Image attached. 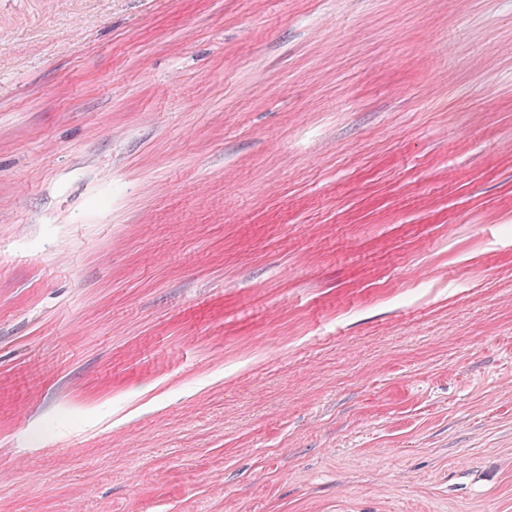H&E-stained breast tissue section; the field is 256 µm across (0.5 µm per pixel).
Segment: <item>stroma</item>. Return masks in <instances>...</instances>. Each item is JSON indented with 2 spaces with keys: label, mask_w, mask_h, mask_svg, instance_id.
I'll list each match as a JSON object with an SVG mask.
<instances>
[{
  "label": "stroma",
  "mask_w": 512,
  "mask_h": 512,
  "mask_svg": "<svg viewBox=\"0 0 512 512\" xmlns=\"http://www.w3.org/2000/svg\"><path fill=\"white\" fill-rule=\"evenodd\" d=\"M0 512H512V0H0Z\"/></svg>",
  "instance_id": "stroma-1"
}]
</instances>
